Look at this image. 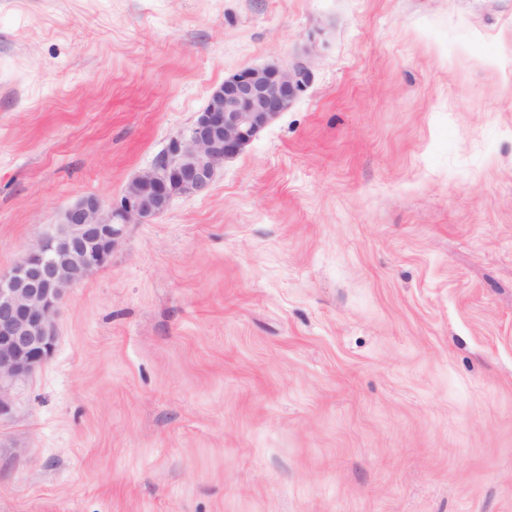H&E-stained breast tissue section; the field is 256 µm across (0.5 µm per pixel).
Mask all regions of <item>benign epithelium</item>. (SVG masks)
Masks as SVG:
<instances>
[{"label": "benign epithelium", "mask_w": 512, "mask_h": 512, "mask_svg": "<svg viewBox=\"0 0 512 512\" xmlns=\"http://www.w3.org/2000/svg\"><path fill=\"white\" fill-rule=\"evenodd\" d=\"M300 62L247 68L224 78L185 134L106 204L90 195L69 205L56 231L35 241L26 257L0 273V392L29 377L53 353L54 316L67 288L104 267L127 225L162 214L176 196L205 193L218 169L238 156L308 86Z\"/></svg>", "instance_id": "obj_1"}]
</instances>
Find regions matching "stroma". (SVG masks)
<instances>
[{"label":"stroma","instance_id":"obj_1","mask_svg":"<svg viewBox=\"0 0 512 512\" xmlns=\"http://www.w3.org/2000/svg\"><path fill=\"white\" fill-rule=\"evenodd\" d=\"M302 58L65 291L0 512H512V0H0V273Z\"/></svg>","mask_w":512,"mask_h":512}]
</instances>
